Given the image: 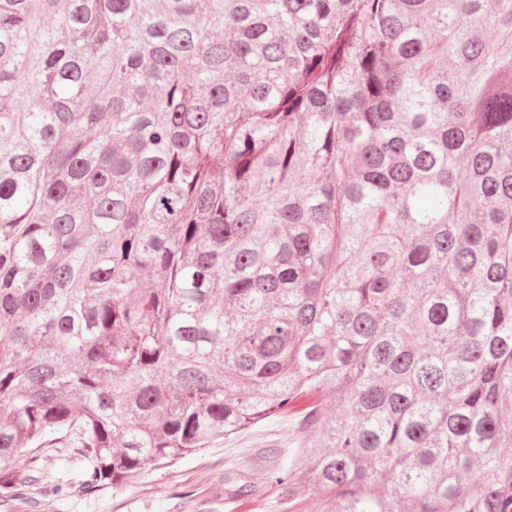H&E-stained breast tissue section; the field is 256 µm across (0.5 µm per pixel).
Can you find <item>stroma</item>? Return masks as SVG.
Listing matches in <instances>:
<instances>
[{"label": "stroma", "instance_id": "1", "mask_svg": "<svg viewBox=\"0 0 512 512\" xmlns=\"http://www.w3.org/2000/svg\"><path fill=\"white\" fill-rule=\"evenodd\" d=\"M294 450V422L276 416L213 447L148 466L134 484L87 493L83 461L64 444L13 461L18 470L35 468L38 478L1 486L0 512H322L315 488L292 498L268 479Z\"/></svg>", "mask_w": 512, "mask_h": 512}]
</instances>
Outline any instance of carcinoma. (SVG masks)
I'll return each mask as SVG.
<instances>
[{
  "label": "carcinoma",
  "instance_id": "carcinoma-1",
  "mask_svg": "<svg viewBox=\"0 0 512 512\" xmlns=\"http://www.w3.org/2000/svg\"><path fill=\"white\" fill-rule=\"evenodd\" d=\"M285 414L324 512H512V0H0V463Z\"/></svg>",
  "mask_w": 512,
  "mask_h": 512
}]
</instances>
